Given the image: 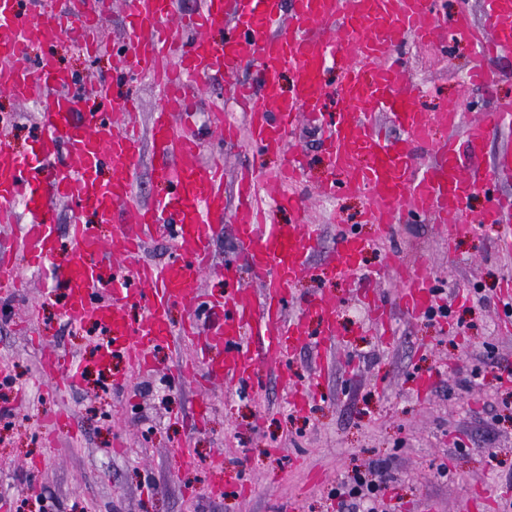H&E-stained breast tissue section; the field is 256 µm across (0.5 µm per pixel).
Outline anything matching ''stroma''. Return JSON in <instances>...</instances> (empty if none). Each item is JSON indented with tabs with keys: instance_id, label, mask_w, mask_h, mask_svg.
I'll use <instances>...</instances> for the list:
<instances>
[{
	"instance_id": "35a3bbf8",
	"label": "stroma",
	"mask_w": 512,
	"mask_h": 512,
	"mask_svg": "<svg viewBox=\"0 0 512 512\" xmlns=\"http://www.w3.org/2000/svg\"><path fill=\"white\" fill-rule=\"evenodd\" d=\"M124 29L123 0H111L97 56L83 55L66 36L53 47L58 67L77 80L75 119L131 99L136 108L124 120L148 128L159 104L148 78L113 79L105 104L89 96L97 77L111 76L113 46ZM400 52L420 89L419 112L457 99L471 120L495 100L512 99L511 52L491 61L499 78L485 89L470 88L466 80L479 60L470 44H406ZM238 80L255 84L260 76L247 66L232 78L210 76L195 89L202 153L223 159L230 199L238 168L262 179L288 162L284 153L225 146L212 131L219 118L241 122L233 102ZM37 110L36 103L0 92V140L19 157H31L40 135ZM319 138L305 126L292 134L307 154L297 190L311 223L322 227L321 244L296 292L335 295V336L296 347L287 367L265 365L259 385L246 389L225 380L171 384L176 360L193 354L188 343L174 351L158 348L146 371L134 370L120 354L102 371L95 347L104 329L70 326L65 295L50 272L29 273L24 292L0 297L6 311L0 361L14 381L0 387V408L12 412L9 422L0 421V512H19L38 494L46 498V512H337V485L383 461L390 465L384 512H506L512 504V381L501 373L512 369V292L504 291L503 281L512 276V253L495 249L496 230L447 244L435 224L405 214L378 237L376 225L364 221L365 197L322 194L337 174ZM342 229L367 240L363 268L426 265L447 317L408 314L386 276L379 287L388 323L375 325L354 280L322 275ZM214 250L218 270L204 277L197 303L170 309L173 325L224 295V265L239 250L231 228H219ZM32 331L82 358L80 383L63 397L50 391L40 371V353L28 339ZM421 378L430 379L428 392L418 391ZM116 381L125 382L124 391L113 390ZM293 387L314 394V402L293 408ZM21 391L27 394L22 403ZM203 402L209 412L199 426L195 413ZM60 410L69 421H48ZM119 436L121 448L114 445ZM246 481L254 486L248 496L239 489Z\"/></svg>"
}]
</instances>
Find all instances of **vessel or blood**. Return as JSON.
<instances>
[{"instance_id":"1","label":"vessel or blood","mask_w":512,"mask_h":512,"mask_svg":"<svg viewBox=\"0 0 512 512\" xmlns=\"http://www.w3.org/2000/svg\"><path fill=\"white\" fill-rule=\"evenodd\" d=\"M81 2L0 0V90L39 102L35 121L43 131L33 166L0 143V294L13 295L23 283L11 263L14 250L25 253L33 270L53 263L54 283L67 294L64 316L69 324L78 327L92 319L107 331L108 342L97 353L99 363H110L113 353L122 351L133 366L146 368L152 349L178 345L204 326L208 335L196 358L173 369V380L182 382L200 371L209 378L255 384L260 362L287 361L288 349L306 341L299 319L289 316L288 305L293 283L306 273L321 229L305 222L266 223L253 176L245 169L237 173L238 201L227 205L223 167L202 163L200 138L187 131L194 122L190 88L198 79L231 74L255 63L260 85L243 84L237 89L248 145L281 151L287 130L298 118L324 125L322 73L334 66L341 75L339 110L323 145L343 178L326 187V196L366 194L368 222L385 231L407 211L432 220L447 238L470 232L473 224L462 216L477 192L488 199L477 223L512 222V195L497 190L498 184L512 180V148L503 149L480 171L463 169L457 162L458 137L476 148L495 132L512 127V99L497 101L470 122L457 101L422 115L414 109L405 60L388 54L389 47L407 41L435 44L444 32L451 39L475 44L483 57L500 56L512 48V0H485L478 23L465 10L452 16L443 13L437 0H200L186 20L196 32L186 44L176 40L168 25L173 0H124L125 47L116 55L114 73L147 76L157 87L160 104L145 134L134 124L110 123L94 112L82 122L73 118L75 103L66 93L71 79L56 67L51 49L72 29L87 54L99 51L102 15ZM315 24L342 32V39L314 35ZM213 29L224 30L223 43L208 39ZM34 44L45 52L31 67L27 60ZM284 70L292 76L287 98L279 85ZM381 111L402 128L400 141H391L382 132L377 118ZM436 125L446 127L450 136L436 146L431 165L415 167L411 147L429 143ZM146 145L159 161L157 178L173 191L168 198L141 206L134 200L132 175ZM106 162L112 175L103 180L98 171ZM300 163V157H293L276 178L283 188L280 206L295 210L303 206L289 190ZM63 201L76 213L68 229L70 257L61 262L55 223L57 206ZM87 211L97 216V224L83 222ZM124 212L133 214V222L122 225L111 243H104L98 224L110 223ZM228 219L239 243V258L259 284V293L232 289L223 305L209 311L206 323L191 318L181 328H172L170 307L197 299L201 274L215 270L214 238L218 226ZM159 231L171 242L168 261L134 265L121 281L105 287L102 260L136 255L149 235ZM366 246L356 233L339 232L326 267L333 277L358 276L376 321L383 324L387 310L374 288L379 275L359 269ZM394 277L405 290L408 314L418 315L433 306L435 292L426 266H397ZM131 300L145 310L134 325L122 314ZM302 309L319 318L324 336L333 334L334 297L319 296ZM250 330L261 336V348L243 343ZM41 364L54 381L53 392L78 380V364L63 352L42 347Z\"/></svg>"}]
</instances>
